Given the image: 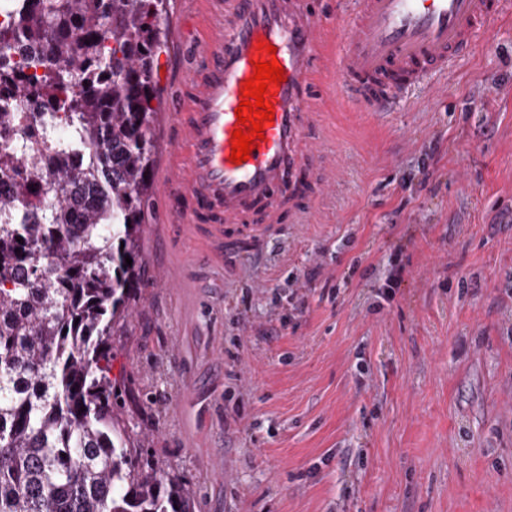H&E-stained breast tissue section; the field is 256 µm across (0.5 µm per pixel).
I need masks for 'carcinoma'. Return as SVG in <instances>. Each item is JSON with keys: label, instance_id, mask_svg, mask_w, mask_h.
Segmentation results:
<instances>
[{"label": "carcinoma", "instance_id": "carcinoma-1", "mask_svg": "<svg viewBox=\"0 0 512 512\" xmlns=\"http://www.w3.org/2000/svg\"><path fill=\"white\" fill-rule=\"evenodd\" d=\"M14 142L0 148V512H191L181 478L139 461L112 410V330L126 317L153 165L163 0H0ZM43 127L25 121L31 106ZM62 121L52 164L44 135ZM132 259L126 264L125 258Z\"/></svg>", "mask_w": 512, "mask_h": 512}]
</instances>
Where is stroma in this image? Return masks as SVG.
Listing matches in <instances>:
<instances>
[{
	"instance_id": "obj_1",
	"label": "stroma",
	"mask_w": 512,
	"mask_h": 512,
	"mask_svg": "<svg viewBox=\"0 0 512 512\" xmlns=\"http://www.w3.org/2000/svg\"><path fill=\"white\" fill-rule=\"evenodd\" d=\"M201 0H167L114 410L192 512H512V18L408 111H357L326 40L304 220L226 249L160 185Z\"/></svg>"
}]
</instances>
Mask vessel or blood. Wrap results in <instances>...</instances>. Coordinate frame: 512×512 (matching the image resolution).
<instances>
[{"label":"vessel or blood","instance_id":"b4317fda","mask_svg":"<svg viewBox=\"0 0 512 512\" xmlns=\"http://www.w3.org/2000/svg\"><path fill=\"white\" fill-rule=\"evenodd\" d=\"M204 42L205 80L191 112L181 115L175 159L162 193L189 199L184 224H284L301 194L315 195L303 171L320 159L308 149L309 66L326 37L344 52L333 74L337 94L361 112H394L430 76L465 58L492 22L512 14V0H355L338 24L324 22L314 0H213ZM277 49L286 80L274 87L273 122L250 158L229 160L235 114L258 43Z\"/></svg>","mask_w":512,"mask_h":512}]
</instances>
